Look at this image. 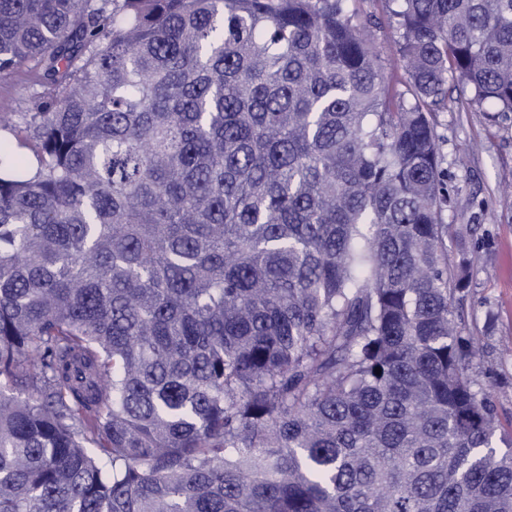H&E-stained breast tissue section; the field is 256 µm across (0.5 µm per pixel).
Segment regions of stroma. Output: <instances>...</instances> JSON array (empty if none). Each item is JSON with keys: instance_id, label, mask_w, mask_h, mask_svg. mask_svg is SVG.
Wrapping results in <instances>:
<instances>
[{"instance_id": "stroma-1", "label": "stroma", "mask_w": 512, "mask_h": 512, "mask_svg": "<svg viewBox=\"0 0 512 512\" xmlns=\"http://www.w3.org/2000/svg\"><path fill=\"white\" fill-rule=\"evenodd\" d=\"M396 0H353L358 19H371L375 47L392 94L411 96L399 52ZM32 86L23 74H0V115L23 123ZM462 84L450 81L446 108L435 128L450 201L442 218L450 227L448 263L469 256L470 293L463 306L464 333L479 338L474 375L489 389L502 433H512V112L468 107Z\"/></svg>"}]
</instances>
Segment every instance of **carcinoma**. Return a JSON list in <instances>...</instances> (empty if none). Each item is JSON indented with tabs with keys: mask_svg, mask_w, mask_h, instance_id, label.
Wrapping results in <instances>:
<instances>
[{
	"mask_svg": "<svg viewBox=\"0 0 512 512\" xmlns=\"http://www.w3.org/2000/svg\"><path fill=\"white\" fill-rule=\"evenodd\" d=\"M0 0V512H512L434 112L512 0ZM381 374H375V368ZM395 0H355L351 9L357 19H371L375 47L383 67L384 75L390 83L392 94L396 98L410 99L411 88L406 81L404 63L399 52L396 19L393 10L398 9ZM36 90L43 91L40 87H32L21 73L0 74V115H12L18 125L24 126L29 98ZM0 140L2 143H7L10 149L7 153H2V158L13 159L21 156L27 159L28 163L34 167L36 161L30 148L23 144L21 137L9 129H0Z\"/></svg>",
	"mask_w": 512,
	"mask_h": 512,
	"instance_id": "cac0c4a2",
	"label": "carcinoma"
}]
</instances>
